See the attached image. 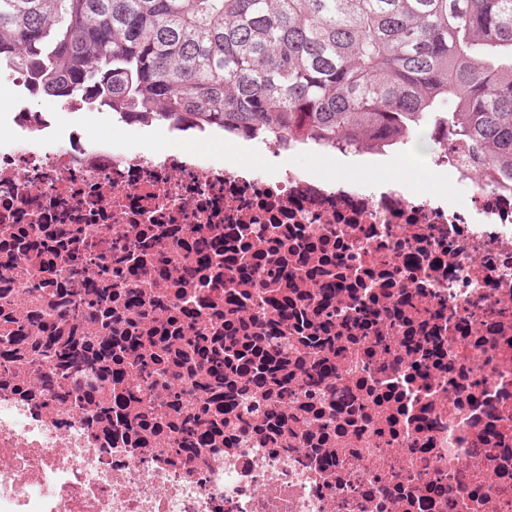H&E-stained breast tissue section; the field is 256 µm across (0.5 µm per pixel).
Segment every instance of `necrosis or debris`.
<instances>
[{
    "label": "necrosis or debris",
    "instance_id": "necrosis-or-debris-1",
    "mask_svg": "<svg viewBox=\"0 0 512 512\" xmlns=\"http://www.w3.org/2000/svg\"><path fill=\"white\" fill-rule=\"evenodd\" d=\"M0 119V512H512V181L475 180L440 139L430 167L465 199L380 176L375 151L193 128L189 152L71 128L61 113ZM354 157L345 176L225 160ZM224 247L210 249L214 237ZM91 257L117 321L64 316L69 253ZM216 337L206 356L169 317ZM96 350L57 396L49 337ZM163 357L184 407L216 430L175 453L127 426L137 356ZM116 395L111 419L95 402Z\"/></svg>",
    "mask_w": 512,
    "mask_h": 512
}]
</instances>
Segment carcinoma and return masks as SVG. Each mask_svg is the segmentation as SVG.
Listing matches in <instances>:
<instances>
[{
  "label": "carcinoma",
  "mask_w": 512,
  "mask_h": 512,
  "mask_svg": "<svg viewBox=\"0 0 512 512\" xmlns=\"http://www.w3.org/2000/svg\"><path fill=\"white\" fill-rule=\"evenodd\" d=\"M1 63L33 97L329 146L431 143L443 112L512 176V0H0ZM48 349L68 375L76 344Z\"/></svg>",
  "instance_id": "1"
}]
</instances>
